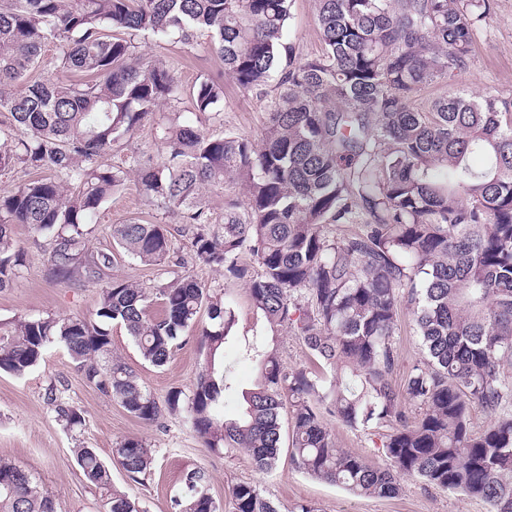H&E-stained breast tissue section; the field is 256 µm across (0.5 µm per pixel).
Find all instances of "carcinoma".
<instances>
[{
    "label": "carcinoma",
    "mask_w": 512,
    "mask_h": 512,
    "mask_svg": "<svg viewBox=\"0 0 512 512\" xmlns=\"http://www.w3.org/2000/svg\"><path fill=\"white\" fill-rule=\"evenodd\" d=\"M292 0H0V112L21 137L0 144V171L49 170L0 195V289L23 266L12 225L50 238L60 282L98 288L89 316L0 321V370L22 377L49 347H64L84 381L145 422L178 416L205 446L243 449L272 470L289 415V456L303 473L358 496L394 498L400 478L461 493L512 512V99L452 89L429 103L416 93L448 83L472 55L492 0H316L323 48L303 57L288 42ZM210 50L238 87L263 99L268 121L254 140L207 135L189 124L162 129L161 157L120 150L162 103H182L224 124L223 84L206 78L184 93L172 70L133 62L139 42L176 39ZM56 44V80L30 81L42 48ZM137 177L191 233L194 258L247 282L270 328L286 327L310 352L290 368L262 339L245 344L255 388L238 416H224L231 388L216 364L236 324L231 302L186 271L166 224L111 226L124 252L154 267V285L105 278L112 254L86 249L102 205ZM240 186L213 224L204 190ZM259 272L250 274L243 254ZM415 317L423 360L393 382L402 298ZM160 304L162 313L149 316ZM205 364L187 393L158 401L112 356L109 326H123L142 358L165 366L193 330ZM333 369L327 381L316 367ZM420 409L411 418L403 401ZM47 402L71 430L80 409L54 388ZM489 416L472 426L471 413ZM351 430L385 423L383 466L341 448L327 421ZM136 483L152 451L136 437L112 449ZM104 512H144L116 489L93 448L72 449ZM232 512H278L257 486L230 491ZM172 512H221L208 477L188 473ZM0 512H57L35 475L0 460Z\"/></svg>",
    "instance_id": "carcinoma-1"
}]
</instances>
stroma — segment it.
I'll use <instances>...</instances> for the list:
<instances>
[{
    "label": "stroma",
    "instance_id": "1",
    "mask_svg": "<svg viewBox=\"0 0 512 512\" xmlns=\"http://www.w3.org/2000/svg\"><path fill=\"white\" fill-rule=\"evenodd\" d=\"M289 39L299 53L314 56L321 50L316 21L315 0H293ZM473 53L468 65L455 73L449 86L469 95L512 96V0H493L490 20L477 28ZM150 58L171 67L183 88H191L202 79L213 77L224 81V127L252 138H259L268 114L263 102L242 92L232 78L224 74V65L209 49L207 35H199L194 44L144 45ZM203 126L198 114L188 112L186 105H162L146 120L126 144L130 150L160 153L158 134L172 120ZM166 222L159 201L147 200L135 176H128L123 188L103 204L99 224L91 234V251L113 253L111 274L145 285L152 284L154 267L144 265L124 254L112 240L109 228L131 221ZM13 237L24 252V265L9 288L0 290V320L15 317H63L93 312L95 287L75 288L58 282L47 261L46 242L27 225L13 227ZM174 247L188 256L190 241L186 234L174 233ZM187 268L213 295H229L235 303L237 325L235 337L225 349L224 369L232 383L224 400L228 415L239 409L241 390L254 387L258 381L255 365L242 355L246 341L255 336H275L283 361L291 367L309 362L306 347L287 330L271 333L263 314L252 305L245 281L225 279L223 271L190 260ZM112 351L138 375L142 385L157 399L169 391L189 390L204 364L205 354L196 335H189L170 361L156 367L143 360L126 330L119 325L110 328ZM399 364L394 374L403 383L409 368L422 357V346L416 333L414 317L403 312L400 330L394 338ZM57 386L77 406L84 417L81 427L69 431L56 420L46 401L49 386ZM128 437L142 439L155 455V465L144 481H128L124 472L112 464V450ZM95 448L99 457L113 467V483L131 497L139 499L147 512H171V500L181 489L189 471L204 470L209 488L221 507H229V491L239 483L256 485L262 495L279 512H293L302 503L315 504L319 512H486L482 502L461 494L427 485L416 478L401 481L397 497L382 499L353 496L299 471L288 454H281L276 467L268 473L258 471L243 451H212L180 420L166 418L148 423L129 414L122 405L87 385L66 350L51 346L43 361L22 377L0 372V460L34 473L43 489L55 500L57 512H103L98 491L89 485L71 458L74 447Z\"/></svg>",
    "mask_w": 512,
    "mask_h": 512
}]
</instances>
